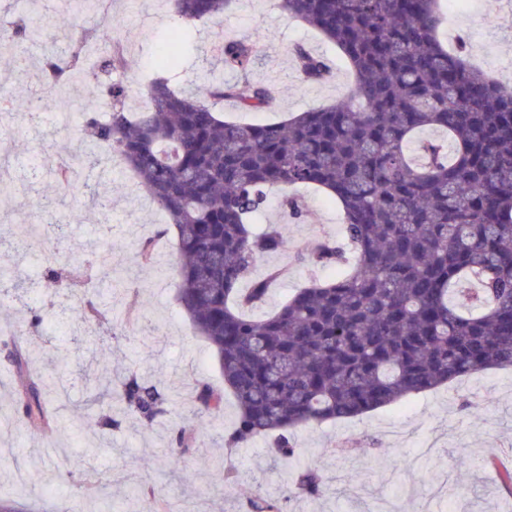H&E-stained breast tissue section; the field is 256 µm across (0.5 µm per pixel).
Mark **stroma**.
Segmentation results:
<instances>
[{
	"label": "stroma",
	"mask_w": 512,
	"mask_h": 512,
	"mask_svg": "<svg viewBox=\"0 0 512 512\" xmlns=\"http://www.w3.org/2000/svg\"><path fill=\"white\" fill-rule=\"evenodd\" d=\"M446 21L440 38L455 46L467 38L470 59L503 83H512V0H444ZM43 30L37 41H21L0 54V100L15 101L43 94L40 64L64 45L57 26L62 15L76 16L73 0H20ZM109 15L121 21L120 34L129 60L128 106H148L145 83L155 72L171 34L180 27L168 0H110ZM255 43L259 64L244 74L225 70L216 58L203 59L200 49L218 36ZM193 45L181 58L178 76L183 89H203L214 82H276L279 106L272 111L245 112L238 101L219 104L225 119L267 124L348 97L354 78L337 48L312 28L292 19L275 0H235L216 21L196 23ZM304 45L327 58L331 77L321 83L303 81L292 49ZM82 84H75L67 105L52 104L37 120L0 110V162L15 175L13 189L0 193V237L12 225L34 222L60 232V262L88 258L100 250L112 254L116 282L112 294L115 320L84 327L80 312L83 288L54 296L40 286L41 273L32 252H0V266L17 272L29 293L18 301L0 294V340L10 339L29 357V373L45 383L44 396L59 419L54 429L29 422L15 411L20 379L0 350V499L25 512H243L251 491L262 488L285 497V512H512L493 469L512 470V369H494L409 397L396 404L349 420L327 422L297 431L296 458L274 461L271 440L261 436L234 451L224 438L237 418V403L225 394L215 415L194 411V383L224 386L217 362L197 336L177 301L179 280L173 235L159 210L120 162L111 172L83 170L73 188L53 191V212L38 209L48 176L31 179L38 159L57 160L77 153L76 125L82 111ZM111 198L112 220L103 224L88 203L86 189ZM307 211L296 223L281 208L282 189H272L269 204L255 228L284 225L291 248L266 256L252 270L241 290L265 277L269 268L287 266V277L273 283L265 301L247 309L260 319L310 278L334 277L331 268L313 269L298 252L320 241L341 240L339 207L311 187L294 190ZM156 241L155 261H136L140 241ZM43 321L30 323L31 308ZM147 377L172 402L166 418L143 428L112 404V390L130 372ZM111 407L119 428L97 431L89 422L102 407ZM179 421L194 430L198 442L179 463L165 454L170 425ZM469 464L460 467L459 456ZM496 457L497 467L485 460ZM234 467L239 481L227 485L225 466ZM321 466L325 492L318 499H288V478L299 468ZM52 479L44 487L28 479V471Z\"/></svg>",
	"instance_id": "obj_1"
}]
</instances>
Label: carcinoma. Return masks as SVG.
Masks as SVG:
<instances>
[{"instance_id":"carcinoma-1","label":"carcinoma","mask_w":512,"mask_h":512,"mask_svg":"<svg viewBox=\"0 0 512 512\" xmlns=\"http://www.w3.org/2000/svg\"><path fill=\"white\" fill-rule=\"evenodd\" d=\"M234 0H169L186 22L216 19ZM441 0H281L288 14L316 30L354 73L347 100L300 112L282 123L227 122L216 111L226 98L247 110L270 109L268 84L213 83L186 92L175 82L180 58L163 56L147 85L152 108L126 107V53L114 25L84 20L62 25L67 48L48 58L50 92L83 82L87 102L77 135L88 153L105 145L173 224L179 252L178 300L195 333L216 357L224 388L237 402V423L225 438L237 448L273 437L271 456L297 453L305 426L358 417L463 377L512 367V85L467 59L460 42L440 39ZM40 28L22 14L0 15V48L32 41ZM224 68L245 72L261 59L250 42L224 39ZM307 82H324L329 61L296 45ZM110 107L101 114L99 95ZM431 128L448 134L406 148ZM305 185L341 209L346 248L325 241L298 254L311 266H338L335 277L311 279L261 320L243 317L232 298L265 256L289 248L285 229L257 232L274 187ZM281 207L304 217L300 201ZM99 288L86 292L81 318L112 311V263L95 260ZM285 273L269 271L240 298L262 302ZM80 268L54 258L44 281L54 292L76 284ZM19 374L22 348L4 344ZM27 379L17 392L24 416L47 426L40 388ZM197 412L221 409L223 394L196 385ZM124 413L152 427L169 398L136 374L115 390ZM194 445L174 423L166 448L179 460ZM318 466L291 476L292 497L318 498ZM249 512H284L258 489Z\"/></svg>"}]
</instances>
